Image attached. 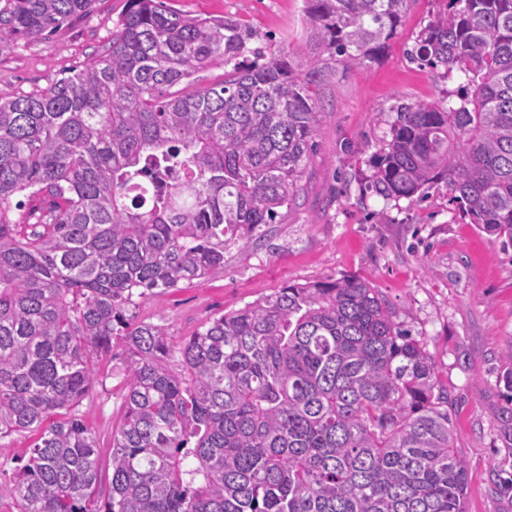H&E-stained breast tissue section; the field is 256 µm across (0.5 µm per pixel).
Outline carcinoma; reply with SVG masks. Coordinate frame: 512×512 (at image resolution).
<instances>
[{
    "label": "carcinoma",
    "mask_w": 512,
    "mask_h": 512,
    "mask_svg": "<svg viewBox=\"0 0 512 512\" xmlns=\"http://www.w3.org/2000/svg\"><path fill=\"white\" fill-rule=\"evenodd\" d=\"M96 2L9 0L0 41L51 33ZM409 2L304 0L307 40L275 48L233 17L127 0L102 52L0 102V440L39 432L15 468L19 512H466L448 392L368 281L287 285L177 348L131 314L224 267L296 201L321 87L338 65L376 61ZM438 2L411 59L461 79L457 101L396 107L371 188L414 203L443 179L506 248L512 0ZM118 342L125 411L101 495L76 407Z\"/></svg>",
    "instance_id": "carcinoma-1"
}]
</instances>
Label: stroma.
Returning a JSON list of instances; mask_svg holds the SVG:
<instances>
[{
    "mask_svg": "<svg viewBox=\"0 0 512 512\" xmlns=\"http://www.w3.org/2000/svg\"><path fill=\"white\" fill-rule=\"evenodd\" d=\"M191 16H233L279 41L304 31L303 0H167ZM126 0H97L46 40L0 41V99L47 87L81 67L112 35ZM439 9L411 0L379 59L337 67L322 100L299 199L208 277L157 290L138 320L168 327L172 341L279 288L355 276L386 300L396 322L424 340L448 392L456 446L468 470L467 512H512V400L501 353L512 343V248L502 249L451 203L445 182L422 201L386 200L368 190L369 161L390 137L401 103L439 102L457 80L410 60L415 39ZM126 355L114 347L77 408L97 438L100 491L112 474V434L123 417ZM32 436L0 440V512H17L11 492L16 460Z\"/></svg>",
    "mask_w": 512,
    "mask_h": 512,
    "instance_id": "stroma-1",
    "label": "stroma"
}]
</instances>
